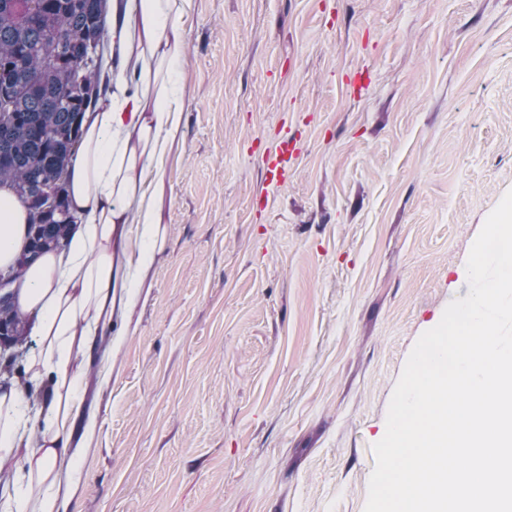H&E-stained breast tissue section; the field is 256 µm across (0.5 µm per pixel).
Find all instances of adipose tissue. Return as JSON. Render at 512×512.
<instances>
[{"instance_id":"1","label":"adipose tissue","mask_w":512,"mask_h":512,"mask_svg":"<svg viewBox=\"0 0 512 512\" xmlns=\"http://www.w3.org/2000/svg\"><path fill=\"white\" fill-rule=\"evenodd\" d=\"M192 0H124L112 11L123 50L98 109L83 124L67 183L78 226L62 249L31 267L17 291L38 349L24 379H0V460L14 463L16 491L0 512H67L81 451L98 429L85 406V374L109 371L107 341L127 320L165 246L161 219L167 168L182 142L185 42ZM28 214L0 189V268L26 244Z\"/></svg>"}]
</instances>
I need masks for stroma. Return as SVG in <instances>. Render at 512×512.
Listing matches in <instances>:
<instances>
[{
	"mask_svg": "<svg viewBox=\"0 0 512 512\" xmlns=\"http://www.w3.org/2000/svg\"><path fill=\"white\" fill-rule=\"evenodd\" d=\"M184 39L166 246L88 383L79 512H364L406 360L512 189V0H193ZM293 150L288 134L283 135L266 153L264 158L265 179L270 184H279L288 179V168Z\"/></svg>",
	"mask_w": 512,
	"mask_h": 512,
	"instance_id": "obj_1",
	"label": "stroma"
}]
</instances>
